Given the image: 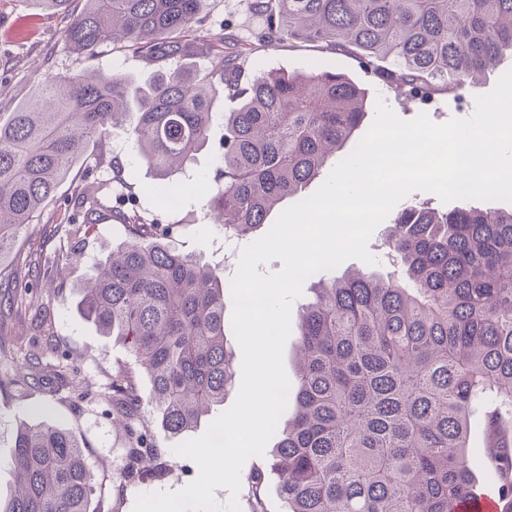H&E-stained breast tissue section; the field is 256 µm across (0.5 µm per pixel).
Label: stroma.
Instances as JSON below:
<instances>
[{"label":"stroma","mask_w":512,"mask_h":512,"mask_svg":"<svg viewBox=\"0 0 512 512\" xmlns=\"http://www.w3.org/2000/svg\"><path fill=\"white\" fill-rule=\"evenodd\" d=\"M64 26L62 17L34 10L28 0H0V113L14 111L28 100L42 79L77 73L91 65L128 75L138 84L147 83L153 76L154 66L118 45L105 44L95 62L86 61L65 44ZM264 29L265 20L252 10L250 0H207L198 33L211 41L215 49L209 56L198 59V66L219 69L225 52L237 51L241 54L242 74L250 79L270 69L302 71L316 62L349 76L367 90L370 100H383L401 119L410 120L423 112L438 124L470 117L475 96L492 90L498 78L512 69V55L504 54L495 69L469 87L462 98L439 93L431 102L423 104L387 93L374 73L363 69L349 52L308 42L282 41L269 46L261 40ZM219 148L220 142L215 139L196 154L190 169L179 177L180 182L189 185V192L178 207L168 209L156 202L150 190L155 181L153 171L132 150L125 132L113 129L102 142L90 144L52 203L24 231L18 247L42 251L49 259L67 251L71 242L62 224L67 201L82 192L96 193L98 186L106 184L122 197H136L135 209L142 223L174 225L175 230L169 236L173 246L212 263L223 262L224 232L219 225L203 220L199 198L193 191L194 186L213 180ZM77 282L73 276L60 289L38 286L33 291L31 310L22 314L0 312V378H6L10 371V353L17 344L31 346L38 352L50 343L68 354L76 369L75 381L89 390H104L112 377L113 366L125 358L126 352L122 344L106 340L80 317L74 290ZM43 311L50 313L52 321L51 334L47 337L40 335L36 328ZM42 420L63 425L83 445L97 487L92 500L96 512H133L138 496L181 490L198 475L197 465L182 457L170 465L164 480L120 488L118 475L125 462L126 440L122 433L113 431L105 406L94 400L77 401L69 388L37 378L0 393L1 497H8L14 484L13 428L22 421ZM270 464L267 455L250 458L244 464L238 494L240 512H252L257 504L263 512H284L285 503ZM259 472L264 474L265 481L261 499L256 502L248 479Z\"/></svg>","instance_id":"1"}]
</instances>
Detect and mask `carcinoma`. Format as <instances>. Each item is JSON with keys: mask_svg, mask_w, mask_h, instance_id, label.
<instances>
[{"mask_svg": "<svg viewBox=\"0 0 512 512\" xmlns=\"http://www.w3.org/2000/svg\"><path fill=\"white\" fill-rule=\"evenodd\" d=\"M81 2L75 9L72 4ZM69 17V49L94 59L105 42L148 62L207 56L197 35L206 0H29ZM265 16L268 42L323 43L350 51L397 97L429 100L439 86L461 94L512 51V0H251ZM238 55L224 72L160 70L146 87L118 72L85 70L44 79L34 96L0 113V278L4 259L89 144L126 126L131 147L162 180L194 160L222 121L224 137L202 209L241 239L271 228L285 198L306 186L356 139L368 92L325 70L272 71L241 82ZM240 100L216 112L224 95ZM127 234L94 263L78 287L77 309L129 359L115 365L100 398L126 436L122 486L163 478L178 460L155 447L145 409L174 437L224 403L233 372L224 342V268L167 243L158 224L114 209L110 192L75 196L66 224L81 242L108 217ZM388 246L400 281L375 271H323L308 280L315 299L298 315L297 378L271 449L287 512H455L477 496L466 452L481 420L485 455L501 477L512 512V208L479 209L461 200L447 212L408 205L392 219ZM79 254L54 257L43 271L65 281ZM33 280H12V304L31 306ZM15 378L40 369L74 384L69 355L54 346L14 355ZM149 381V393L139 386ZM15 487L0 512H96L94 478L81 444L63 426L26 423L13 435Z\"/></svg>", "mask_w": 512, "mask_h": 512, "instance_id": "carcinoma-1", "label": "carcinoma"}]
</instances>
